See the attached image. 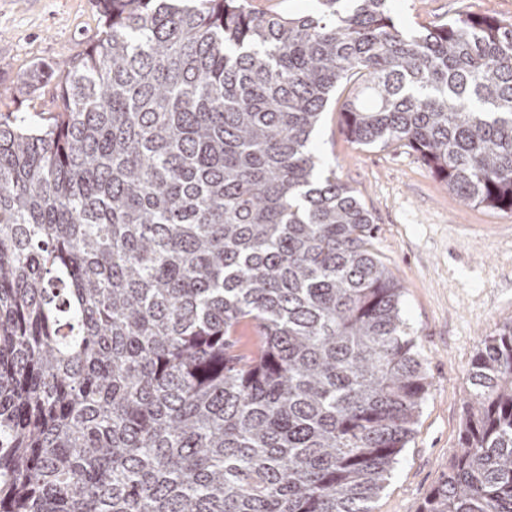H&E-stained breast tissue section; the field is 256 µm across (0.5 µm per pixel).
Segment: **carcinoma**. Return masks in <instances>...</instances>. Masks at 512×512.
I'll use <instances>...</instances> for the list:
<instances>
[{
	"instance_id": "cac0c4a2",
	"label": "carcinoma",
	"mask_w": 512,
	"mask_h": 512,
	"mask_svg": "<svg viewBox=\"0 0 512 512\" xmlns=\"http://www.w3.org/2000/svg\"><path fill=\"white\" fill-rule=\"evenodd\" d=\"M95 0L0 111V512H376L430 382L355 191L361 146L512 210V24L403 33L391 0ZM417 512H512V322ZM254 10L268 13L315 14L318 0H250ZM41 91L42 94L38 98L26 100L20 106L15 102V99L7 98L5 99V101L7 102V105H9V107L3 106L2 110L6 111L7 108L14 110L17 108V106H19V111L21 112H31L34 114L35 112H44L43 116L41 117L48 118V112L53 111L51 104V91H49L48 88L44 91Z\"/></svg>"
}]
</instances>
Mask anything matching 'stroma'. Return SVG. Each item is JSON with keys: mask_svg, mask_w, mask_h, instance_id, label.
I'll return each mask as SVG.
<instances>
[{"mask_svg": "<svg viewBox=\"0 0 512 512\" xmlns=\"http://www.w3.org/2000/svg\"><path fill=\"white\" fill-rule=\"evenodd\" d=\"M478 14L512 23V0H392L409 33ZM100 28L94 0H0V88L36 63L85 51ZM341 108L331 100L313 147L371 213L374 248L403 288L402 315L430 381L377 512H417L458 449L470 363L512 320V211L463 205L410 149L351 142Z\"/></svg>", "mask_w": 512, "mask_h": 512, "instance_id": "35a3bbf8", "label": "stroma"}]
</instances>
